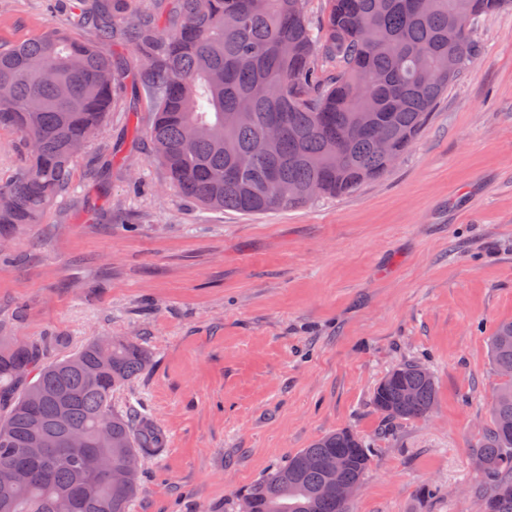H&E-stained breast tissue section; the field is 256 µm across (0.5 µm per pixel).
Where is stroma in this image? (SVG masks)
<instances>
[{"mask_svg": "<svg viewBox=\"0 0 512 512\" xmlns=\"http://www.w3.org/2000/svg\"><path fill=\"white\" fill-rule=\"evenodd\" d=\"M83 0H0V42L89 36ZM408 151L350 194L243 215L167 182L145 102L109 113L71 189L0 251V335L62 359L127 336L150 363L112 395L164 450L130 512H238L288 455L347 429L370 463L350 512H477V444L502 378L489 338L512 321V8ZM432 413L386 421L374 388L404 362Z\"/></svg>", "mask_w": 512, "mask_h": 512, "instance_id": "obj_1", "label": "stroma"}]
</instances>
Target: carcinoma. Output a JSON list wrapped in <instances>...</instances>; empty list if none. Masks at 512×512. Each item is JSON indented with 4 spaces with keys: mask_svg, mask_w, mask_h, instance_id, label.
Listing matches in <instances>:
<instances>
[{
    "mask_svg": "<svg viewBox=\"0 0 512 512\" xmlns=\"http://www.w3.org/2000/svg\"><path fill=\"white\" fill-rule=\"evenodd\" d=\"M86 19L99 40L120 33L144 61L148 80L134 86L154 112L155 158L171 186L214 210L258 214L299 207L355 190L391 163L375 150L391 137L401 156L438 99L475 54L473 25L512 0H329L314 28L305 0H171L166 13L137 11L136 0H97ZM468 16L471 24L456 25ZM335 59L320 75L318 56ZM127 65L90 40L47 33L0 43V126L15 130L28 160L0 185V239L40 224L69 183L74 149L86 144L115 105L114 85ZM280 127L279 138L264 142ZM497 371L512 372V321L490 338ZM148 351L132 339L99 336L52 364L41 348L0 336V512H128L138 489V460L161 451L148 423L112 410V393L147 366ZM416 394L401 404L404 389ZM431 373L403 363L373 391L389 420L433 410ZM345 460L337 482L324 464ZM484 479L478 512H512V379L491 405L479 442ZM106 460L126 477L98 475ZM369 455L341 430L288 456L242 495L250 512H349L336 483H359Z\"/></svg>",
    "mask_w": 512,
    "mask_h": 512,
    "instance_id": "cac0c4a2",
    "label": "carcinoma"
}]
</instances>
